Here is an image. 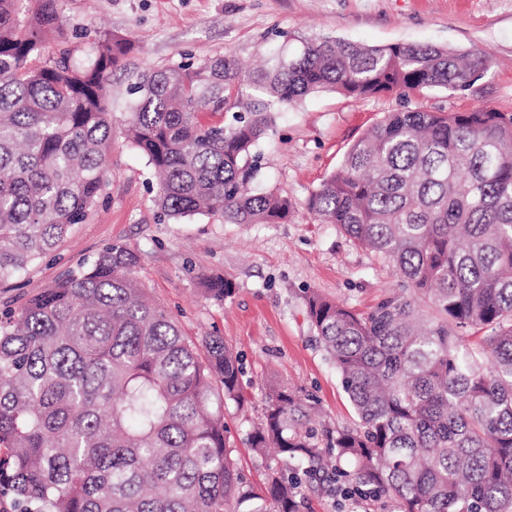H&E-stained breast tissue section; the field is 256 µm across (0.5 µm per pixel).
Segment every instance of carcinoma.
<instances>
[{"instance_id":"obj_1","label":"carcinoma","mask_w":512,"mask_h":512,"mask_svg":"<svg viewBox=\"0 0 512 512\" xmlns=\"http://www.w3.org/2000/svg\"><path fill=\"white\" fill-rule=\"evenodd\" d=\"M0 0V284L87 221L108 185L104 84L130 41L87 30L85 62L43 55L62 0ZM478 48L304 39L245 74L227 54L142 73L131 144L168 218L277 224L293 205L251 187L256 148L306 96L468 90ZM307 209L390 267L366 313L312 289L306 316L353 427L269 385L248 442L274 449L261 487L233 455L224 408L242 368L220 336L192 339L133 276L124 243L0 311V512H300L303 484L398 512H512V114L394 110L312 192ZM222 306L234 292L201 278Z\"/></svg>"}]
</instances>
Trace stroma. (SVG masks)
<instances>
[{
    "label": "stroma",
    "mask_w": 512,
    "mask_h": 512,
    "mask_svg": "<svg viewBox=\"0 0 512 512\" xmlns=\"http://www.w3.org/2000/svg\"><path fill=\"white\" fill-rule=\"evenodd\" d=\"M62 13L65 36L49 43L47 54L65 47L75 58H88L93 44L78 32L92 25L134 43L107 84L113 119L110 186L55 254L0 285V308L20 306L106 245L137 248L136 279L174 314L184 334L223 337L238 354L245 401L242 409H229L226 418L239 468L250 482H262L266 459L246 438L263 413L266 385L282 384L314 399L328 427H349L356 420L335 368L314 340L305 291L318 289L365 312L383 289L397 284L388 266L336 225L311 214L309 196L336 170L350 145L387 112L424 106L512 113V0H63ZM298 37L460 50L476 46L488 55L490 67L463 93L432 90L406 98L392 93L355 99L326 91L285 108L274 134L257 148L260 172L254 187L288 196L294 209L287 222L161 217L152 168L126 137L128 90L137 74L228 53L250 64L258 52L293 49ZM211 274L234 284L220 307L200 292L201 277Z\"/></svg>",
    "instance_id": "1"
}]
</instances>
